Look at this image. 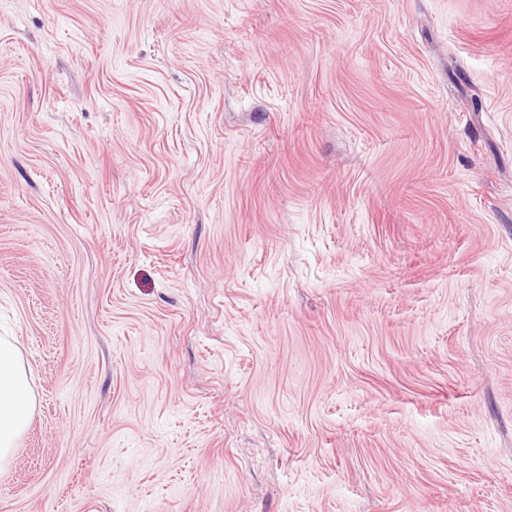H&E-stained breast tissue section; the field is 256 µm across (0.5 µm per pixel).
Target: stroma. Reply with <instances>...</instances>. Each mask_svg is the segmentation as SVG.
Masks as SVG:
<instances>
[{"label":"stroma","mask_w":512,"mask_h":512,"mask_svg":"<svg viewBox=\"0 0 512 512\" xmlns=\"http://www.w3.org/2000/svg\"><path fill=\"white\" fill-rule=\"evenodd\" d=\"M0 512H512V0H0ZM33 406L21 355L9 339L0 338V467L13 455Z\"/></svg>","instance_id":"obj_1"}]
</instances>
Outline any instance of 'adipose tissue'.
Wrapping results in <instances>:
<instances>
[{
    "mask_svg": "<svg viewBox=\"0 0 512 512\" xmlns=\"http://www.w3.org/2000/svg\"><path fill=\"white\" fill-rule=\"evenodd\" d=\"M34 399L21 355L8 339L0 338V466L9 462L25 432Z\"/></svg>",
    "mask_w": 512,
    "mask_h": 512,
    "instance_id": "ef3b65f1",
    "label": "adipose tissue"
}]
</instances>
